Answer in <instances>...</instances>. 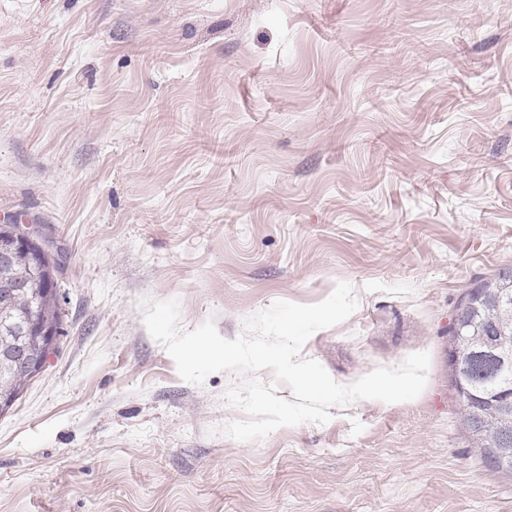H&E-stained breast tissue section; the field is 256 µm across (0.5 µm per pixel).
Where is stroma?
<instances>
[{
	"instance_id": "stroma-1",
	"label": "stroma",
	"mask_w": 512,
	"mask_h": 512,
	"mask_svg": "<svg viewBox=\"0 0 512 512\" xmlns=\"http://www.w3.org/2000/svg\"><path fill=\"white\" fill-rule=\"evenodd\" d=\"M62 248L57 350L0 415V512H512L449 379L467 292L512 271V0H0V213ZM359 299L302 355L415 399L238 442L239 380L142 322Z\"/></svg>"
}]
</instances>
